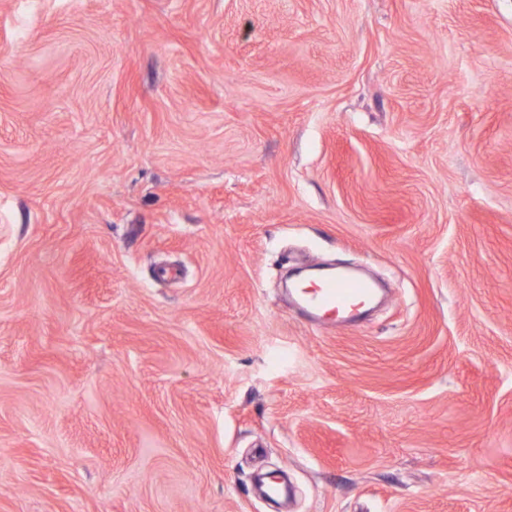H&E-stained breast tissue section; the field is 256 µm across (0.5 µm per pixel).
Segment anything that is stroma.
<instances>
[{
	"label": "stroma",
	"instance_id": "obj_1",
	"mask_svg": "<svg viewBox=\"0 0 512 512\" xmlns=\"http://www.w3.org/2000/svg\"><path fill=\"white\" fill-rule=\"evenodd\" d=\"M382 281L325 331L281 280ZM512 512V0H0V512Z\"/></svg>",
	"mask_w": 512,
	"mask_h": 512
}]
</instances>
